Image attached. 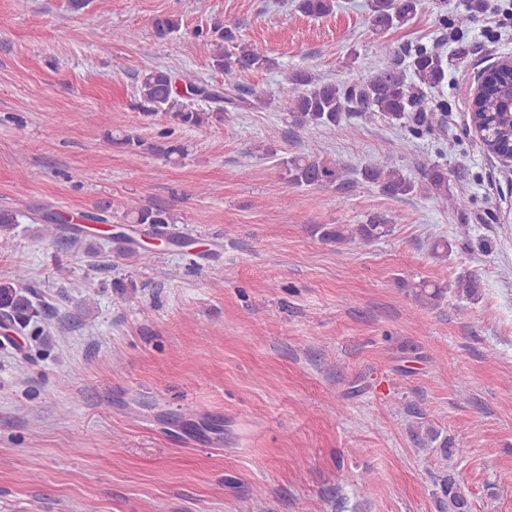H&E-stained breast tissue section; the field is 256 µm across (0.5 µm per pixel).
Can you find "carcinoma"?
Returning a JSON list of instances; mask_svg holds the SVG:
<instances>
[{
	"label": "carcinoma",
	"instance_id": "obj_1",
	"mask_svg": "<svg viewBox=\"0 0 512 512\" xmlns=\"http://www.w3.org/2000/svg\"><path fill=\"white\" fill-rule=\"evenodd\" d=\"M419 0H368V20L380 33L400 28L415 15ZM336 0H296V10L306 16L322 17L332 13ZM155 36L166 38L181 29V18L167 15L153 21ZM195 36L204 40L210 51L211 63L224 74V91L199 80L190 71L175 73L168 69L152 68L137 80L134 109L140 115L161 118L168 128L158 133V140L145 144L138 137L124 133L112 141L128 147H146V150L167 159L174 155L184 156L185 149L168 140L175 129L197 128L213 123H224V114L238 107V99L225 96V92L236 90L243 75L249 71L270 65L271 59L252 44L238 41L236 32L220 24L207 30L199 29ZM411 68L413 75L396 63H386L365 78L349 83L316 81L309 73L300 71L286 78L279 91L280 100L291 112L300 126L326 127L340 131L343 123L354 114L364 120L383 116L400 121L410 118L412 112L424 111L423 88L440 85L446 77L443 57L435 48L419 45L414 49ZM512 90V72L499 71L487 80L486 91L477 104L478 112H497L503 95ZM221 102L223 106L215 112L194 108V101ZM493 145L506 148L512 145V120L499 115L494 132ZM287 181L297 186L333 189L344 193L354 182L353 175L379 187L386 195L402 198L412 194L417 184L398 169H385L367 163L361 169L352 170L345 165L326 160L313 153H300L281 161ZM427 184L436 197L448 204L452 211H463L469 199L461 194L448 192V170L434 166L426 174ZM123 217L127 224H147L155 232L165 235L176 217L167 207L126 205ZM26 214L12 209H0V245L13 246L14 225L21 223ZM319 237L329 243L341 245L369 244L390 235L392 218L384 213H375L363 224L321 225L316 228ZM446 289L438 284L422 285L416 297L422 301L436 303ZM38 291L28 280L22 269L13 277L0 280V326L18 333L30 329V335L42 336L44 328L39 326L36 306ZM415 436L425 448H439L448 453L452 442L442 431L425 423L416 424ZM439 512H470V502L464 496L455 478L443 473L436 483Z\"/></svg>",
	"mask_w": 512,
	"mask_h": 512
}]
</instances>
